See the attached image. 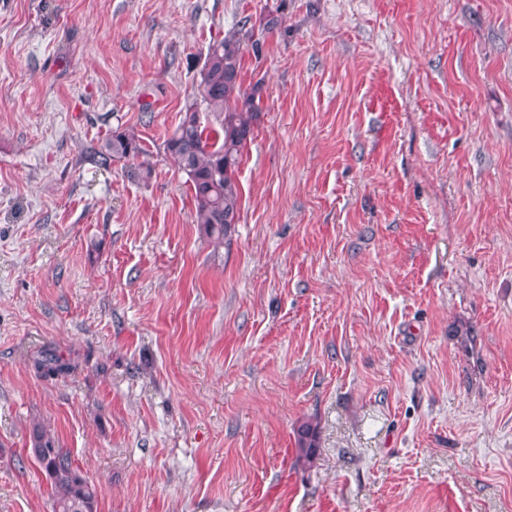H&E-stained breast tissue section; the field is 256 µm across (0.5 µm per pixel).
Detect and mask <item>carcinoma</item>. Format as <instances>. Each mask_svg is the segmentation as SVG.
Returning <instances> with one entry per match:
<instances>
[{"instance_id": "carcinoma-1", "label": "carcinoma", "mask_w": 512, "mask_h": 512, "mask_svg": "<svg viewBox=\"0 0 512 512\" xmlns=\"http://www.w3.org/2000/svg\"><path fill=\"white\" fill-rule=\"evenodd\" d=\"M241 39L229 35L209 45L200 70V100L184 108V115L165 140V151L188 179L193 191L196 223L218 250L232 225L238 223L241 193L236 172L253 136L260 113L259 86L249 92L241 84ZM218 128H213L208 117ZM143 153L139 138L116 129L93 160L101 165L136 158ZM35 369L55 376L72 369L70 362L53 353L35 360ZM298 459H311L318 447V428L311 421L296 429ZM31 453L49 480L54 512H96L94 488L73 466L70 455L36 428Z\"/></svg>"}]
</instances>
